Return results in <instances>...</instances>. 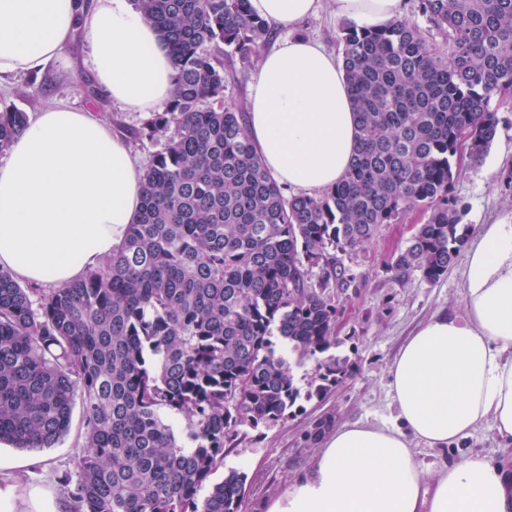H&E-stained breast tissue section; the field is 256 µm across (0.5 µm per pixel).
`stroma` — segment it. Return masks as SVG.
Returning <instances> with one entry per match:
<instances>
[{
  "instance_id": "stroma-1",
  "label": "stroma",
  "mask_w": 512,
  "mask_h": 512,
  "mask_svg": "<svg viewBox=\"0 0 512 512\" xmlns=\"http://www.w3.org/2000/svg\"><path fill=\"white\" fill-rule=\"evenodd\" d=\"M341 19L332 0H320L317 10L295 26L294 36L322 44L341 56L338 38ZM66 56L76 67L65 70L52 65L25 75L0 76V109L14 106L32 113L63 102L76 109L91 110L94 117L129 140L140 166H147L162 147V138L133 139L147 115L127 112L106 99L87 96L83 79L92 77V62L84 37L67 48ZM496 138L483 160L465 164L452 186L453 195L465 206L467 243H474L481 225L512 217V195L504 191L499 171L512 161V98L498 106ZM426 216L413 211L397 223L383 224L365 248L341 255L340 260L353 281L334 291L337 307L336 340L332 353L345 360L342 381L322 397L301 402L288 418L249 431L225 457V468L246 473V512H260L266 498L282 493L299 473L305 471L324 440L345 423L372 426L392 424L396 407L389 394V371L408 336L434 312L463 314L465 262L457 260L447 277L431 285L421 279L401 283L388 269L394 255L403 250ZM82 407L74 405L69 434L54 447L20 450L0 444V489L13 488L14 512H61L63 474H75L81 448L78 431ZM426 477H433L443 463L461 460L472 452L486 454L493 462L512 468V443L501 439L486 423L448 450L414 443Z\"/></svg>"
}]
</instances>
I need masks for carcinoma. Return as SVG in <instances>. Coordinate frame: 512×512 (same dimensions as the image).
<instances>
[{"mask_svg": "<svg viewBox=\"0 0 512 512\" xmlns=\"http://www.w3.org/2000/svg\"><path fill=\"white\" fill-rule=\"evenodd\" d=\"M132 2L167 44L174 85L133 136L165 143L105 263L47 291L0 268V443L54 447L78 400L77 478L61 479L69 512H244L245 472L210 482L242 428L287 418L345 376L318 359L336 346L331 288L353 280L337 253L414 209L427 218L389 265L396 279L435 284L463 248L451 186L487 154L494 101L512 94V0H419L426 30L343 21L357 154L335 186L291 196L264 171L244 107L224 103V48L253 66L274 26L249 0ZM27 120L0 111L1 155ZM306 359L319 374L303 392Z\"/></svg>", "mask_w": 512, "mask_h": 512, "instance_id": "carcinoma-1", "label": "carcinoma"}]
</instances>
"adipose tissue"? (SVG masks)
I'll list each match as a JSON object with an SVG mask.
<instances>
[{"mask_svg": "<svg viewBox=\"0 0 512 512\" xmlns=\"http://www.w3.org/2000/svg\"><path fill=\"white\" fill-rule=\"evenodd\" d=\"M280 29L316 0H249ZM337 14L381 27L403 0H334ZM85 35L102 94L149 112L172 94L166 45L128 0H0V73L61 59ZM246 131L267 174L309 193L334 186L357 146V114L342 62L311 41L264 54L246 103ZM142 196L126 140L64 103L33 113L0 163V268L64 286L124 242ZM464 313L422 323L390 370V426L345 424L310 468L262 512H512V470L480 453L426 479L410 443L445 448L485 422L512 440V221L482 225L467 254Z\"/></svg>", "mask_w": 512, "mask_h": 512, "instance_id": "obj_1", "label": "adipose tissue"}]
</instances>
